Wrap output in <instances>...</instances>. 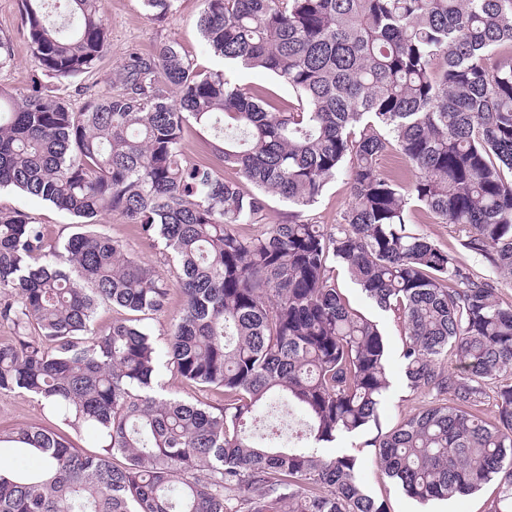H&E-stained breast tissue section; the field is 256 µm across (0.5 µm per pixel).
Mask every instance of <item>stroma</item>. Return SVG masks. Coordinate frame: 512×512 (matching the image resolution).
<instances>
[{
  "instance_id": "1",
  "label": "stroma",
  "mask_w": 512,
  "mask_h": 512,
  "mask_svg": "<svg viewBox=\"0 0 512 512\" xmlns=\"http://www.w3.org/2000/svg\"><path fill=\"white\" fill-rule=\"evenodd\" d=\"M103 8L111 38L109 52L91 72L68 80H57L44 75L31 62L28 43L23 34L19 0H0V36L11 39L14 52L10 66L0 70V87L20 98L39 91H49L79 107L87 97L121 90L122 85L116 72L129 54L145 53L161 41L174 39L200 68L224 70L229 78L259 91L279 108H288L295 102L288 87L271 74L227 66L210 54L198 29L201 0H179L176 9L159 21L147 17L142 0H103ZM351 201L349 180L339 175L328 181L317 203L305 210L304 216L313 223L330 227L340 222ZM0 208L18 209L27 213L33 221L44 225L53 239H66L73 231L74 217L47 202L17 191H0ZM409 222L416 233L429 237L441 248L461 252L463 261L476 273L489 274V267L480 258L462 253V233L457 226L435 223L427 214L418 210L410 211ZM98 228L122 240L132 256L154 265L165 281H174L176 271L167 257L143 239L136 228L127 224L121 215L103 214ZM337 283L353 309L379 323L387 346L391 387L380 407L378 424L341 444L343 452L363 460L361 478L368 491L376 499L384 501L388 512H490L495 499L494 485H487L458 501L419 503L407 498L374 464L375 450L369 445L370 439L378 431L389 430L405 416L428 407L433 398L411 390L406 383L400 359L404 330L399 321L393 314L380 311L346 273H339ZM43 417L39 403L29 394L13 393L0 397V430L37 422Z\"/></svg>"
}]
</instances>
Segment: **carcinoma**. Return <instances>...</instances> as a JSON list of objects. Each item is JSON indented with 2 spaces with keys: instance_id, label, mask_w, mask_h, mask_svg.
Instances as JSON below:
<instances>
[{
  "instance_id": "obj_1",
  "label": "carcinoma",
  "mask_w": 512,
  "mask_h": 512,
  "mask_svg": "<svg viewBox=\"0 0 512 512\" xmlns=\"http://www.w3.org/2000/svg\"><path fill=\"white\" fill-rule=\"evenodd\" d=\"M46 2L21 0L34 66L57 79L92 70L110 49L102 0H62L59 24ZM177 2L143 5L159 19ZM199 32L296 104L197 71L175 40L130 56L121 91L78 111L0 89V189L77 219L53 241L0 210V324L13 331L0 396L29 394L51 421L5 436L42 465L0 473V512H387L356 457L322 453L377 423L390 389L383 335L343 298L338 267L403 324L408 386L444 397L378 434L375 464L422 502L493 482L492 512H512V304L498 297L512 283V0H203ZM190 121L255 191L185 159ZM390 150L406 187L379 167ZM339 173L352 187L341 222H309L303 210ZM270 194L290 207L272 224ZM412 202L461 227L494 276L413 231ZM112 212L178 266L182 305L162 348L141 317L166 311L170 288L91 230ZM101 303L133 317L97 328ZM162 367L224 404L157 396ZM273 399L303 412L300 444L256 440Z\"/></svg>"
}]
</instances>
